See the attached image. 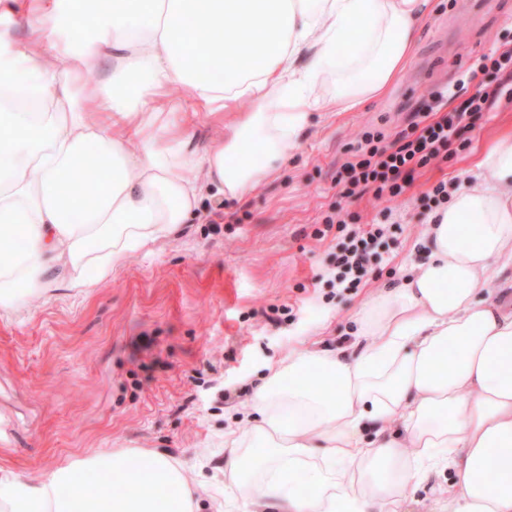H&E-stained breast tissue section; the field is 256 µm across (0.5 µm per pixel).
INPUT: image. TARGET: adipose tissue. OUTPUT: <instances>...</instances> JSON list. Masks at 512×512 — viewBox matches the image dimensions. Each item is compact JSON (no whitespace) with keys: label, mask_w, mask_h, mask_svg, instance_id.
Listing matches in <instances>:
<instances>
[{"label":"adipose tissue","mask_w":512,"mask_h":512,"mask_svg":"<svg viewBox=\"0 0 512 512\" xmlns=\"http://www.w3.org/2000/svg\"><path fill=\"white\" fill-rule=\"evenodd\" d=\"M432 10L0 0V309L61 284L88 290L181 233L205 196L242 198L275 177L311 110L355 109L403 73ZM103 62L106 80L85 83ZM21 91L38 111L13 106ZM243 98L255 108L221 142L193 143L194 126ZM477 166L484 180L431 217L424 260L363 305L358 349L291 353L254 389L245 427L224 432L237 499L258 512H406L404 489L446 461L448 512H512V310L496 298L512 288V130ZM99 474L108 483L90 491ZM203 493L171 456L139 448L78 455L35 482L0 470V512H200Z\"/></svg>","instance_id":"ef3b65f1"}]
</instances>
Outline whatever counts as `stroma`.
Instances as JSON below:
<instances>
[{"label":"stroma","mask_w":512,"mask_h":512,"mask_svg":"<svg viewBox=\"0 0 512 512\" xmlns=\"http://www.w3.org/2000/svg\"><path fill=\"white\" fill-rule=\"evenodd\" d=\"M512 44V0H435L405 74L347 112H310L278 175L241 200L205 202L193 223L152 253L129 254L112 277L0 310V468L29 480L74 456L159 450L189 484L219 490L222 512H249L224 487V430L271 366L311 342L350 345L370 292L395 285L421 239L434 187L477 182L475 162L512 127V84L461 123L447 158L417 169L392 204L341 199L338 171L363 132L385 141L457 87L443 111L474 93V59ZM385 229L365 283L331 286L337 232L317 236L334 209ZM149 348H141L142 340Z\"/></svg>","instance_id":"1"}]
</instances>
